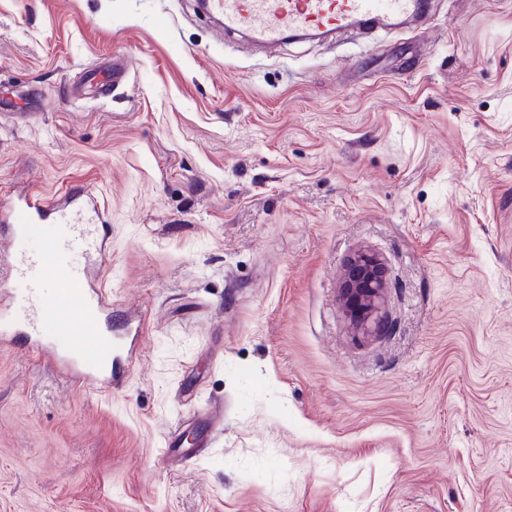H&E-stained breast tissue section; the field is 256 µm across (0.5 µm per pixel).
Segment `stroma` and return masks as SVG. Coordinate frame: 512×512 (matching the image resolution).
<instances>
[{
  "mask_svg": "<svg viewBox=\"0 0 512 512\" xmlns=\"http://www.w3.org/2000/svg\"><path fill=\"white\" fill-rule=\"evenodd\" d=\"M1 83L0 202L91 187L149 327L110 390L0 347V512H512V0L272 48L197 0H0ZM385 288V269L378 257L362 251L349 260L344 270L342 292L345 307L358 333L371 336L384 330L382 303Z\"/></svg>",
  "mask_w": 512,
  "mask_h": 512,
  "instance_id": "obj_1",
  "label": "stroma"
}]
</instances>
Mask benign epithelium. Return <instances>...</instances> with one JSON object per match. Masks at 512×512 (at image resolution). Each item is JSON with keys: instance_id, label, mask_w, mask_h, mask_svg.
I'll list each match as a JSON object with an SVG mask.
<instances>
[{"instance_id": "7a95c632", "label": "benign epithelium", "mask_w": 512, "mask_h": 512, "mask_svg": "<svg viewBox=\"0 0 512 512\" xmlns=\"http://www.w3.org/2000/svg\"><path fill=\"white\" fill-rule=\"evenodd\" d=\"M385 288V269L378 257L362 251L349 260L343 276V299L356 331L364 336L378 334L385 328Z\"/></svg>"}]
</instances>
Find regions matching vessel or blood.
I'll use <instances>...</instances> for the list:
<instances>
[{"mask_svg": "<svg viewBox=\"0 0 512 512\" xmlns=\"http://www.w3.org/2000/svg\"><path fill=\"white\" fill-rule=\"evenodd\" d=\"M221 13L225 30L248 35L254 42L275 45L290 34L343 32L352 27L372 28L414 16L416 0H211ZM102 216L92 193L76 185L57 198L44 199L33 193L18 194L0 208V242L9 251L0 253V268H8L9 278L0 280V343L27 340L30 351L52 362L73 385L110 388L118 378L113 367L119 359L135 363L136 351L125 350L120 336L94 348L48 345L40 340L45 318L57 315L61 324L77 319L92 326L109 327L112 302L97 277L72 273L64 278L65 306L43 308L18 314L13 292L16 282L29 290L42 286L50 273L60 270L68 254L83 251L94 258L102 253L98 226ZM50 224L55 237L49 250L31 256L19 241L26 225Z\"/></svg>", "mask_w": 512, "mask_h": 512, "instance_id": "1", "label": "vessel or blood"}]
</instances>
